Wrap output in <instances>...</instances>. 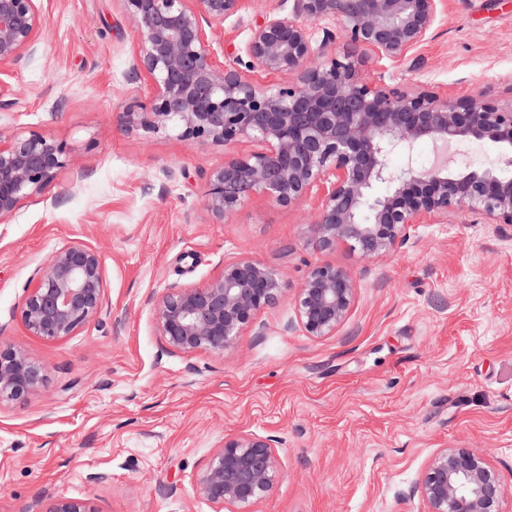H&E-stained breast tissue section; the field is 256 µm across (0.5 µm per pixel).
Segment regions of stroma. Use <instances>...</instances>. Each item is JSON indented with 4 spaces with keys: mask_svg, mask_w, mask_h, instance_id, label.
Segmentation results:
<instances>
[{
    "mask_svg": "<svg viewBox=\"0 0 512 512\" xmlns=\"http://www.w3.org/2000/svg\"><path fill=\"white\" fill-rule=\"evenodd\" d=\"M40 8V51L12 80L0 134L54 138L72 166L0 223V341L47 373L37 395L0 405V512H33L47 496L96 512H213L191 478L242 430L273 437L280 459L275 491L255 512H427L408 490L446 447L488 453L512 492V224L457 213L412 226L368 260L316 247L310 199L259 197L213 223L208 175L253 143L128 132L120 115L147 101L152 83L133 67L139 36L119 0ZM366 73L512 106V0H448L407 61ZM69 241L101 253L108 305L48 341L25 331L20 304ZM241 256L278 271L287 298L224 354L170 351L156 297L203 285ZM314 264L349 271L357 287L347 319L322 338L295 323Z\"/></svg>",
    "mask_w": 512,
    "mask_h": 512,
    "instance_id": "stroma-1",
    "label": "stroma"
}]
</instances>
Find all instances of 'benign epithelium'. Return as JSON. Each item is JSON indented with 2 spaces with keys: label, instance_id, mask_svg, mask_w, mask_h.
<instances>
[{
  "label": "benign epithelium",
  "instance_id": "obj_1",
  "mask_svg": "<svg viewBox=\"0 0 512 512\" xmlns=\"http://www.w3.org/2000/svg\"><path fill=\"white\" fill-rule=\"evenodd\" d=\"M137 28L135 66L149 74V100L122 113L129 131L176 129L191 142L258 149L224 161L208 179L214 223L264 197L289 207L317 196L316 245L338 244L366 259L388 254L414 224H446L467 212L488 224H512V175L454 168V160L413 166L416 146H496L512 165V107L479 97L399 90L367 77L368 63L404 61L424 44L447 0H292L244 22L250 0H120ZM249 36L234 64L214 51L213 37L230 18ZM37 0H0V111L15 105L10 79L39 49ZM345 48L336 51V28ZM265 74L261 81L256 73ZM406 164L395 172L391 156ZM70 165L66 147L46 136H0V223L25 198L53 183ZM390 190L374 195L377 185ZM346 270L316 264L296 297L297 321L309 336L336 332L355 301ZM288 289L271 267L249 257L224 264L207 283L171 287L156 300V324L177 352L222 355ZM106 305L101 254L80 242L51 255L32 278L20 308L31 336L61 340L96 319ZM44 365L25 349L0 342V405L21 402L45 386ZM274 439L249 431L224 438L196 471L193 497L216 512H252L280 478ZM428 512H506V489L489 455L439 448L410 489ZM37 512H97L88 502L49 497Z\"/></svg>",
  "mask_w": 512,
  "mask_h": 512
}]
</instances>
